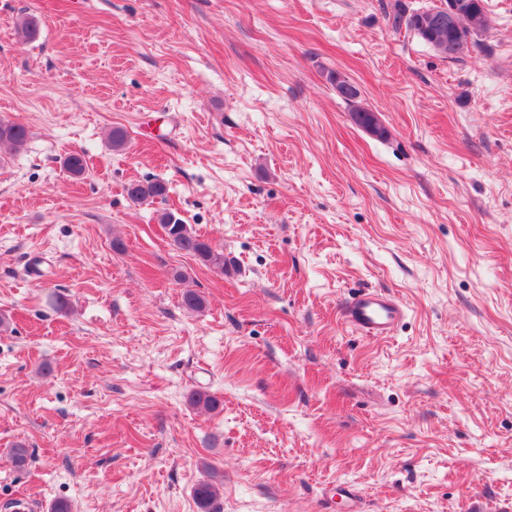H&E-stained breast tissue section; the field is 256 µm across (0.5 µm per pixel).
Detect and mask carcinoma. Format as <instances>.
<instances>
[{
  "instance_id": "1",
  "label": "carcinoma",
  "mask_w": 512,
  "mask_h": 512,
  "mask_svg": "<svg viewBox=\"0 0 512 512\" xmlns=\"http://www.w3.org/2000/svg\"><path fill=\"white\" fill-rule=\"evenodd\" d=\"M469 2L470 12L456 27L451 29L438 30L430 22L418 24L414 20V13L406 8L402 0H395L389 21L396 30L404 27L416 34L439 56L450 61H460L463 56L457 53V48L469 42L471 51L482 50V38L489 30V19L482 0H469ZM360 97L361 92L356 86L353 87L351 94L344 96V100L351 106L353 122L379 139L386 138L388 136L387 127L379 124V117L375 111L361 105ZM28 139L29 131L26 126L8 119H0V150L6 148L18 152L26 146ZM63 166L73 179L83 177L86 172V161L79 153L69 154L64 159ZM165 192L166 186L160 181L134 182L126 187L128 198L137 203L161 197ZM158 221L165 235L172 240L177 250L192 254L208 267L221 273L224 272V253L213 249L189 225L169 212L160 213ZM188 402L195 408L207 411H215L219 407V402L214 396L200 390L191 392ZM218 495V488L209 481L197 484L194 489V498L201 512H210V507Z\"/></svg>"
}]
</instances>
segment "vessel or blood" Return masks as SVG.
Returning a JSON list of instances; mask_svg holds the SVG:
<instances>
[{
    "mask_svg": "<svg viewBox=\"0 0 512 512\" xmlns=\"http://www.w3.org/2000/svg\"><path fill=\"white\" fill-rule=\"evenodd\" d=\"M405 313L398 299L378 289L357 292L342 305L345 324L360 335L376 339L392 336Z\"/></svg>",
    "mask_w": 512,
    "mask_h": 512,
    "instance_id": "b4317fda",
    "label": "vessel or blood"
}]
</instances>
